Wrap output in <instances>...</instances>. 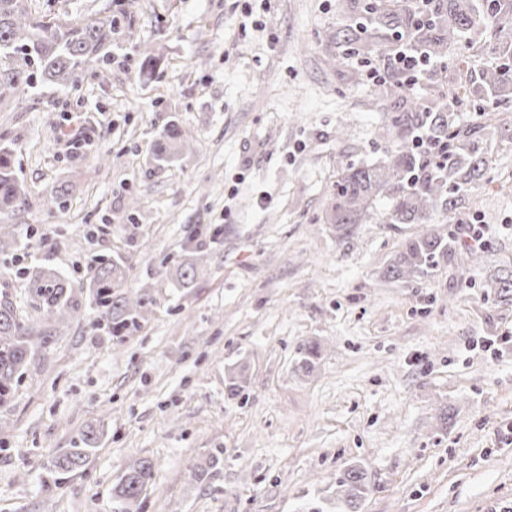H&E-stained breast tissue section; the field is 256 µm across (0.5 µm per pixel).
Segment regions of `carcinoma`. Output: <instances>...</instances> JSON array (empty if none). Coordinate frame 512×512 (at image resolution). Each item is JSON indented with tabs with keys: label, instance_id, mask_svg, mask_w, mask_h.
Returning <instances> with one entry per match:
<instances>
[{
	"label": "carcinoma",
	"instance_id": "cac0c4a2",
	"mask_svg": "<svg viewBox=\"0 0 512 512\" xmlns=\"http://www.w3.org/2000/svg\"><path fill=\"white\" fill-rule=\"evenodd\" d=\"M365 12L375 30L392 31L397 40L430 59L444 57L452 42H462L472 52L482 51L486 45L479 44V38L491 29L495 62L477 71L463 59L455 67L459 77L448 101L418 112L392 113L390 126L400 140L399 148L377 164L347 168L336 181L331 221L340 238L350 236L352 225L362 223L381 197L390 201L386 224H427L431 214L438 212L444 220L453 221L465 194L485 179L477 134L493 120L481 107V124L460 127L454 108L465 101L472 86L497 103L512 99V0H429L424 16L413 12L411 0H391L379 7L370 3ZM121 15H125L123 3L116 14L48 18L33 12L28 0H0V60H7L0 70V105L25 94L35 80L72 87L88 65L106 64ZM421 133L443 147L442 164L434 165L430 153L414 147L413 140ZM189 145L182 128L171 123L160 134L153 160L159 167L168 166ZM26 202L25 185L13 169V151L0 144V211ZM456 245L454 235L426 229L405 243L383 277L409 282L425 274L438 255L452 254ZM204 261L198 248L188 244L170 271L180 286L190 288ZM128 271L124 260L104 256L90 263L78 283L42 264L20 269L23 290L38 321L17 312L12 303L0 302V408L12 403L16 386L38 349L79 311L82 302L97 313L96 326L112 336H130L141 327L147 303L127 290ZM486 287L505 301L512 299V270ZM320 353L319 344H303L299 367L311 370ZM95 441L92 432H80L73 446L56 457V471L68 473L85 466ZM219 463L220 454H212L204 463L193 465L190 475L200 480ZM152 478L150 461L128 463L112 486V512H139V499ZM370 492L364 471L351 467L327 500L335 501L338 512H360Z\"/></svg>",
	"mask_w": 512,
	"mask_h": 512
}]
</instances>
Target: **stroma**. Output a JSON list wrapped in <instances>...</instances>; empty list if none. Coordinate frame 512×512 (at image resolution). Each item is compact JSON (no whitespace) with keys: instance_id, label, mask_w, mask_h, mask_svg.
<instances>
[{"instance_id":"stroma-1","label":"stroma","mask_w":512,"mask_h":512,"mask_svg":"<svg viewBox=\"0 0 512 512\" xmlns=\"http://www.w3.org/2000/svg\"><path fill=\"white\" fill-rule=\"evenodd\" d=\"M364 4L130 0L109 65L0 106L29 193L0 212L14 227L0 300L29 315L19 267L79 281L105 255L131 264L150 309L124 338L82 309L38 352L0 409V512H112L138 458L153 464L140 512H302L350 465L372 485L361 512H512V302L486 287L512 268V139L483 134L486 181L458 215L489 227L479 265L461 248L427 275L384 279L421 227L380 223L382 201L338 239L326 217L344 167L386 159L399 145L388 113L441 103L453 76L433 68L389 100L390 40L328 38L362 26ZM174 118L191 146L156 166ZM62 186L65 207L49 210ZM189 240L208 260L181 288L165 270ZM309 341L321 355L305 374ZM89 424L103 437L88 464L48 485Z\"/></svg>"}]
</instances>
